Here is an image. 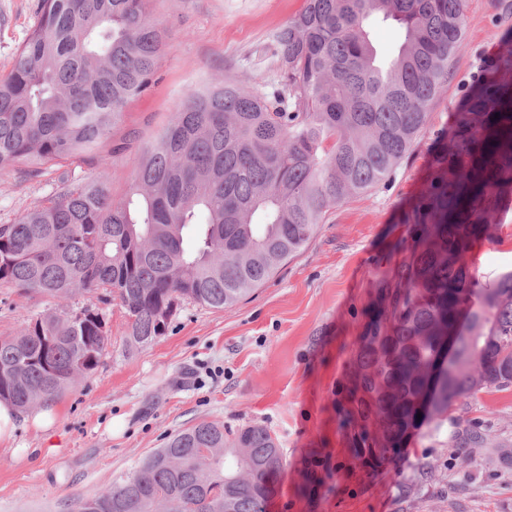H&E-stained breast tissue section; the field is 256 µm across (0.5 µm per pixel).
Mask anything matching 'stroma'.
Returning <instances> with one entry per match:
<instances>
[{"instance_id": "obj_1", "label": "stroma", "mask_w": 512, "mask_h": 512, "mask_svg": "<svg viewBox=\"0 0 512 512\" xmlns=\"http://www.w3.org/2000/svg\"><path fill=\"white\" fill-rule=\"evenodd\" d=\"M304 0H150L166 34L151 91L129 102L96 155L39 176L17 163L0 172V224L46 202L63 186L100 178L112 201L130 195L142 148L194 90L232 77L249 89L277 80L273 34ZM38 0H0V77L37 20ZM466 34L448 86L392 179L331 210L305 247L236 306L183 301L164 335L131 346L128 316L105 305L110 345L99 366L47 406L48 431L18 421L0 445V512H68L131 475L176 432L201 422L225 431L259 425L275 438L285 469L267 512H512V387L484 389L449 408L440 427L407 437L395 461L372 471L353 459L341 423L356 343L381 307L377 274L407 256L402 222L425 187L432 157L448 141L466 93L512 49V0H466ZM108 158L100 168L99 158ZM478 280L512 270V203L469 253ZM55 300L0 284V340ZM487 429L492 447L458 459L455 420Z\"/></svg>"}]
</instances>
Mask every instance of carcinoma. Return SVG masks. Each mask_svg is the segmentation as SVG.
Masks as SVG:
<instances>
[{"label": "carcinoma", "instance_id": "1", "mask_svg": "<svg viewBox=\"0 0 512 512\" xmlns=\"http://www.w3.org/2000/svg\"><path fill=\"white\" fill-rule=\"evenodd\" d=\"M465 0H304L279 29L271 92L230 77L191 93L140 155L132 194L103 181L65 187L0 224V283L88 303L32 319L0 340V400L21 410L56 399L106 354L99 304L119 300L137 347L162 335L182 301L236 306L295 257L329 212L392 179L447 88L465 37ZM372 22L393 23L387 59ZM166 45L148 0H39V20L0 79V168L56 165L94 152L145 94ZM512 196V50L454 115L425 189L406 211L408 256L356 349L354 458L392 463L406 433L481 389L512 387V271L476 284L466 255ZM455 360L420 404L434 359ZM466 457L488 447L464 421ZM283 471L262 426L201 422L138 471L70 512H265Z\"/></svg>", "mask_w": 512, "mask_h": 512}]
</instances>
